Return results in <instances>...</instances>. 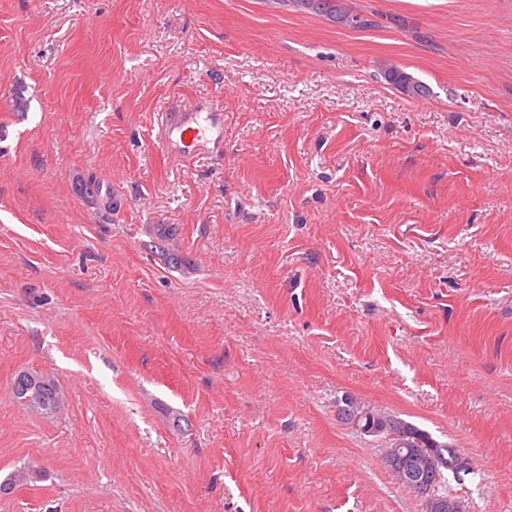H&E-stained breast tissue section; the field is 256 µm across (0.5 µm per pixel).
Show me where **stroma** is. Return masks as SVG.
Listing matches in <instances>:
<instances>
[{"mask_svg": "<svg viewBox=\"0 0 512 512\" xmlns=\"http://www.w3.org/2000/svg\"><path fill=\"white\" fill-rule=\"evenodd\" d=\"M341 2L364 26L0 0V482L36 471L0 512H423L347 395L462 449L466 512H512V0ZM205 102L222 153L162 152ZM383 75L389 84L411 99L430 95V87L427 84L398 67L386 68ZM29 377L34 378L36 383L26 393L29 396L28 400L21 402L17 397L16 386L20 384L18 388L21 389L23 381ZM12 394L16 402L29 411L40 415L50 416L55 414L61 404L60 389L54 379L44 373L29 369H21L17 372L12 383Z\"/></svg>", "mask_w": 512, "mask_h": 512, "instance_id": "stroma-1", "label": "stroma"}]
</instances>
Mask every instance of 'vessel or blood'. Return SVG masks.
Here are the masks:
<instances>
[{"label":"vessel or blood","instance_id":"vessel-or-blood-1","mask_svg":"<svg viewBox=\"0 0 512 512\" xmlns=\"http://www.w3.org/2000/svg\"><path fill=\"white\" fill-rule=\"evenodd\" d=\"M224 141V115L216 106L166 117L160 144L165 151L189 160L204 154L208 145Z\"/></svg>","mask_w":512,"mask_h":512}]
</instances>
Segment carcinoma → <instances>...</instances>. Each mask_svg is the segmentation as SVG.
<instances>
[{"instance_id":"1","label":"carcinoma","mask_w":512,"mask_h":512,"mask_svg":"<svg viewBox=\"0 0 512 512\" xmlns=\"http://www.w3.org/2000/svg\"><path fill=\"white\" fill-rule=\"evenodd\" d=\"M300 5L313 11L315 14L332 21L348 23L353 14L340 5V0H329L331 6L322 9V0H297ZM385 80L398 89L405 96L414 99L430 95V87L417 80L413 75L397 68L388 67L384 71ZM35 380V385L27 391L28 400L22 402L29 411L50 416L57 412L61 404L60 389L50 376L29 369H21L15 375L12 386L23 384L27 378ZM360 412L371 410L378 420L368 429H357V432L366 436L381 437L387 444L385 455L397 457L410 453L409 468L415 469L422 464L432 469L430 477L434 478L431 487V496L443 500L449 506L448 512H465L462 500L448 491V475L462 480V475L471 473V462L461 450L453 448L446 443L441 447H433L431 434L418 426L407 422L398 416L369 408V405L355 401L349 395L341 399L338 408V417L345 420V412L350 409Z\"/></svg>"}]
</instances>
